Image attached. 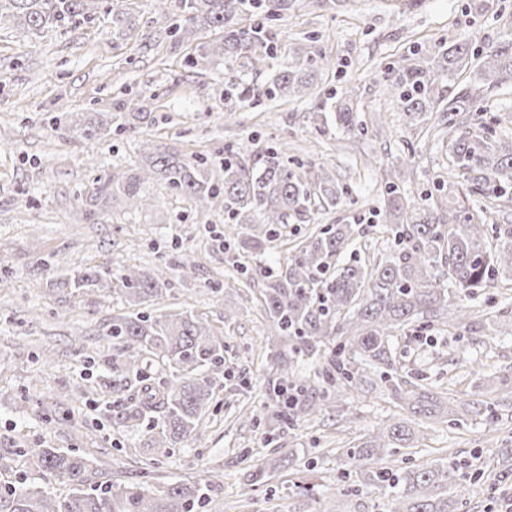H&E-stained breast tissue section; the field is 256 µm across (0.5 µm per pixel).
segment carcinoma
I'll use <instances>...</instances> for the list:
<instances>
[{
	"mask_svg": "<svg viewBox=\"0 0 512 512\" xmlns=\"http://www.w3.org/2000/svg\"><path fill=\"white\" fill-rule=\"evenodd\" d=\"M297 0H178L180 14L168 26V36L182 43L193 39L195 28L217 34L196 45L202 58L216 62L246 59L261 62L258 49L266 42L269 23L295 11ZM96 0H0V25L8 24L23 36H41L78 17L96 12ZM243 14L259 19L245 28L232 27ZM479 78L492 90L512 84V45L501 43L484 53L468 41L453 38L431 52L403 55L385 68L384 90L398 103L408 125H418L429 112L448 114V151L453 169L471 193L492 202H512V139L495 131L483 113L478 87L456 89L457 74L474 61ZM329 66L322 53L299 47L286 66L262 87L234 83L239 99L305 98L312 95L318 77ZM448 79V89L438 85ZM336 126L352 135L361 132L356 109L348 99L330 106ZM87 139L112 126L108 115L100 124L71 122ZM383 216L396 248L371 265L337 266L338 257L354 241L350 224H337L308 237L276 270H259L262 306L268 320L265 350L276 380L269 385L273 400L270 418L279 431L308 421L333 406V396H383L402 411L401 418L347 448L338 449L343 461L340 486L345 495L376 491L384 496L385 512H462L463 490L482 475L449 459L425 465H391L402 448H416L425 439L413 427L417 420H432L450 428L464 424L468 413H488L492 407L474 399L457 407L448 391L401 374L393 357L395 333L417 322L425 331L437 325L462 333L470 329V305L493 282L512 275L510 241L492 254L487 250L486 209L472 212L437 188L421 200L405 193L401 169H382ZM165 186L205 207L224 195V213L245 225L242 249L265 251L279 227L291 220L310 219L312 205L334 209L351 195L346 185L324 167L291 168L275 146L247 151L239 145L224 152V159L209 161L186 156L165 145L143 149L141 165L121 179L96 180L87 201L123 197L129 206L155 203L150 183ZM169 285L165 267L112 269L77 265L57 288L82 293H112L133 307L149 306ZM106 335L112 337V414L122 427L136 430L148 421L140 446L153 460L172 457L177 445L196 430L206 409L216 400L220 369L224 366V337L207 318L191 311L159 314L129 312L112 318ZM334 342L323 357L318 375L319 395L310 394L307 380L296 373L297 356L315 353ZM21 456L39 472L70 487L59 503L44 488L25 481L0 488V512H198L207 505L212 483L205 477L195 484L172 483L154 488L96 481L93 461L75 451L23 448ZM294 470L293 454L253 465L240 486L250 502L257 488L274 473ZM295 493L316 500L319 484L307 477L292 482Z\"/></svg>",
	"mask_w": 512,
	"mask_h": 512,
	"instance_id": "cac0c4a2",
	"label": "carcinoma"
}]
</instances>
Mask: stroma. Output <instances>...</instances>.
Segmentation results:
<instances>
[{
	"label": "stroma",
	"instance_id": "stroma-1",
	"mask_svg": "<svg viewBox=\"0 0 512 512\" xmlns=\"http://www.w3.org/2000/svg\"><path fill=\"white\" fill-rule=\"evenodd\" d=\"M126 26L112 31V2L99 0L92 18L77 20L37 37L25 38L0 27V484L27 478L53 497L69 493L51 476L30 470L22 448H75L95 458L101 480L147 484L191 482L208 472L217 480L208 512H239V484L247 471L243 449L252 458L275 457L278 447L313 458L319 483L316 501L295 494L287 476L260 488L248 512H379L380 494L343 498L336 475V448L351 435L335 412L301 424L266 444L254 419L269 405L273 379L259 351L266 317L258 299V268L286 264L290 250L306 236L331 224L353 225L357 238L349 257L364 261L387 256L393 245L384 233L382 168L412 157L404 186L420 197L432 191L435 176L446 175L448 149L438 141L442 113L422 127H409L383 89L388 64L414 49L434 50L450 36L495 45L512 42V0H491L479 10L475 0H350L342 12L322 9L319 0H298L291 16L273 22L272 48L257 66L234 64L242 82L262 85L304 47L331 60L312 96L265 99L251 104L224 95V69L193 62L187 45L166 35L177 0H123ZM352 90L363 132L350 136L328 125L314 129L319 102ZM142 112L139 132L111 129L87 139L69 131L71 117L85 122L101 113ZM181 153L222 160L241 141L261 150L279 142L288 157L333 171L350 184L352 196L310 221L281 229L258 256L240 254L243 233L224 214L223 199L206 210L153 183L154 206L128 207L125 199L89 210L85 191L97 178L123 176L136 167L144 141ZM193 262L186 278L180 261ZM173 265L159 310L188 309L205 314L224 333V374L213 405L182 449L153 464L138 436L114 426L105 364L112 359L106 326L125 313L119 297L57 291L50 281L80 264L100 269ZM473 307L496 317L493 328L457 336L436 329L430 341L415 330L393 339L403 371L449 390L454 401L481 392L495 403L502 377L512 374V282L498 281ZM234 311L225 321V311ZM83 337L82 350L71 341ZM479 375H472V367ZM512 448V405L499 406L495 419L467 416L458 428L436 427L411 453L423 464L455 456L483 469L468 487V512H503L491 500L498 471L491 461ZM251 458V459H252Z\"/></svg>",
	"mask_w": 512,
	"mask_h": 512
}]
</instances>
